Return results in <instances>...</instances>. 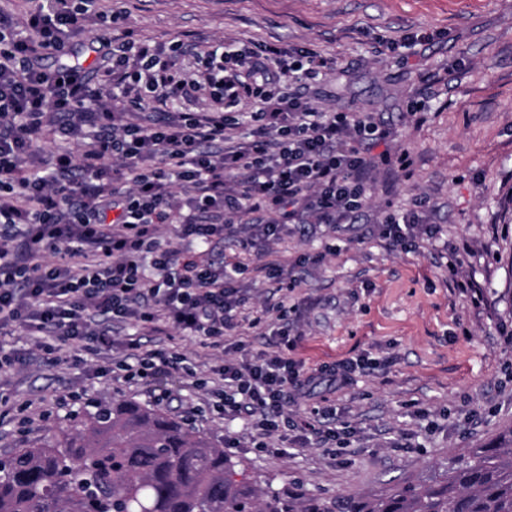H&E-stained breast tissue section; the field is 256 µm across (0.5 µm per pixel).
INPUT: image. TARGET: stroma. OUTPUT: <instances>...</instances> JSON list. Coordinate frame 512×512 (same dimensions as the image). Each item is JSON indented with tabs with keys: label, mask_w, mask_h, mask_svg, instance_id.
Instances as JSON below:
<instances>
[{
	"label": "stroma",
	"mask_w": 512,
	"mask_h": 512,
	"mask_svg": "<svg viewBox=\"0 0 512 512\" xmlns=\"http://www.w3.org/2000/svg\"><path fill=\"white\" fill-rule=\"evenodd\" d=\"M95 10L119 14L116 37L178 38L191 49L216 40L229 52L275 39L315 49L328 68L294 90L327 112L373 113L393 130L390 149L408 151L414 164L380 171L357 223L292 227L237 278L250 307L275 291L264 267L296 278L293 356L305 368L370 359L346 384L317 383L288 409H335L337 426L350 429L339 457L312 439L290 440L282 455L273 438L263 450L246 417L213 415L199 385L213 358L193 340L154 337L153 346L174 343L184 359L143 383L120 368L122 348L65 342L50 362L25 334L0 344L22 355L0 370V456L39 444L88 399H132L191 419L247 473L329 497L416 477L511 427L512 0H97ZM100 28L85 23L64 52L43 51V65L77 59L95 68ZM425 32L430 41L403 48L406 36ZM425 88L430 102L413 108ZM419 195L430 200L440 241L409 253L390 248L378 218ZM452 258L484 289L483 311L452 287Z\"/></svg>",
	"instance_id": "obj_1"
}]
</instances>
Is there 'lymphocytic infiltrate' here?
<instances>
[{
    "label": "lymphocytic infiltrate",
    "instance_id": "obj_1",
    "mask_svg": "<svg viewBox=\"0 0 512 512\" xmlns=\"http://www.w3.org/2000/svg\"><path fill=\"white\" fill-rule=\"evenodd\" d=\"M94 0H38L24 28L0 14V337L18 330L58 339L96 340L112 348L115 324L139 334L123 348L147 382L176 367V349H144L142 333L167 330L201 340L233 358L210 367L218 415L246 413L255 443L288 425V408L316 381L347 382L364 358L308 372L290 358L285 303L258 310L252 325L275 323L274 349L246 355L225 344L245 307L236 277L207 259L227 238L247 255L280 239L292 224L335 230L352 223L372 188L370 172L390 163L392 130L368 112H322L290 84L317 76L324 59L277 42L228 52L207 43L184 66L180 42L100 38L95 75L83 66L45 68L39 49H61L89 16ZM246 111H237L239 101ZM81 140L41 159L35 149L52 119ZM186 188L174 202L172 187ZM426 198L384 212L379 235L411 251L438 239ZM174 224L183 253L159 242ZM53 250L55 258L40 264Z\"/></svg>",
    "mask_w": 512,
    "mask_h": 512
}]
</instances>
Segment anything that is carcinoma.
Segmentation results:
<instances>
[{"mask_svg":"<svg viewBox=\"0 0 512 512\" xmlns=\"http://www.w3.org/2000/svg\"><path fill=\"white\" fill-rule=\"evenodd\" d=\"M224 443L133 400L75 414L3 460L0 512H512V427L420 484L321 498L235 479Z\"/></svg>","mask_w":512,"mask_h":512,"instance_id":"carcinoma-1","label":"carcinoma"}]
</instances>
